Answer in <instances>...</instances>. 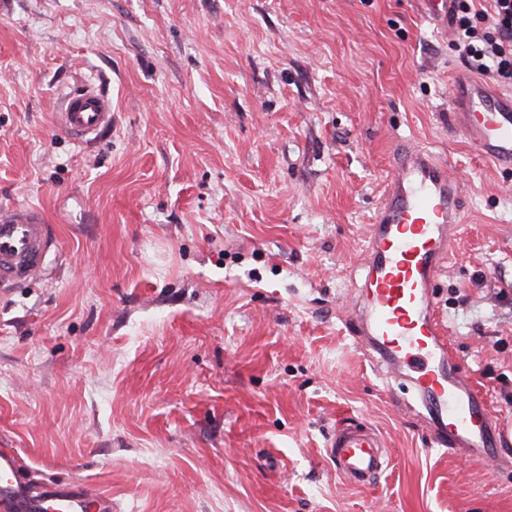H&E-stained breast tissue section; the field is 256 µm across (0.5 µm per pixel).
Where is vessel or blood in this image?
Segmentation results:
<instances>
[{
  "label": "vessel or blood",
  "mask_w": 512,
  "mask_h": 512,
  "mask_svg": "<svg viewBox=\"0 0 512 512\" xmlns=\"http://www.w3.org/2000/svg\"><path fill=\"white\" fill-rule=\"evenodd\" d=\"M452 127L483 158L512 168V96L488 82L457 78L450 96ZM58 125L81 142L112 124V100L88 87L69 94ZM364 256L365 281L348 306L347 322L360 336L386 383L405 381L413 399L399 408L426 422L431 447L471 459H490L498 446L495 416L483 392L455 369L437 316L434 278L461 234L464 196L446 162L424 148L398 144ZM57 233L42 209H0V288H23L40 278ZM336 473L371 484L388 466L381 435L341 423L326 446ZM17 456L0 450V512H112L111 496L86 487L48 483L39 490L17 479Z\"/></svg>",
  "instance_id": "vessel-or-blood-1"
}]
</instances>
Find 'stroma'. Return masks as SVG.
<instances>
[{
	"mask_svg": "<svg viewBox=\"0 0 512 512\" xmlns=\"http://www.w3.org/2000/svg\"><path fill=\"white\" fill-rule=\"evenodd\" d=\"M421 0H6L0 207L59 250L0 291V448L112 512H512V170L449 121L465 75ZM90 84L112 127L55 122ZM448 165L463 232L436 279L497 464L430 447L347 323L396 140ZM385 439L336 475L338 422ZM326 454L336 474L358 486L371 484L389 464L381 435L360 423L338 424Z\"/></svg>",
	"mask_w": 512,
	"mask_h": 512,
	"instance_id": "1",
	"label": "stroma"
}]
</instances>
